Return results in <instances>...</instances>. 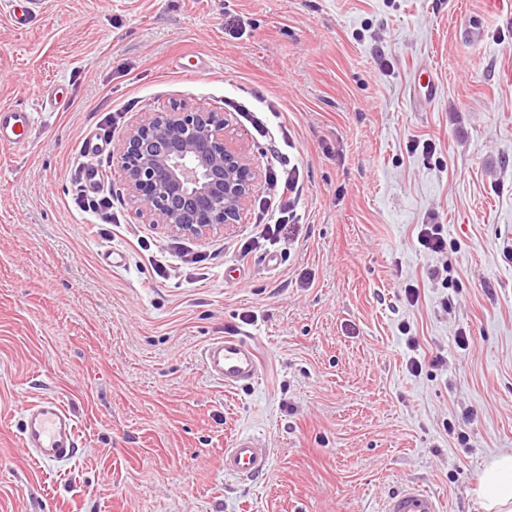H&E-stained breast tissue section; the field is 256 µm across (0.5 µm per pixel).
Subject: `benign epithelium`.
Here are the masks:
<instances>
[{
	"instance_id": "benign-epithelium-1",
	"label": "benign epithelium",
	"mask_w": 512,
	"mask_h": 512,
	"mask_svg": "<svg viewBox=\"0 0 512 512\" xmlns=\"http://www.w3.org/2000/svg\"><path fill=\"white\" fill-rule=\"evenodd\" d=\"M224 112L173 105L125 133L113 162L150 224L205 239L241 222L259 174Z\"/></svg>"
}]
</instances>
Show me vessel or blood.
Returning a JSON list of instances; mask_svg holds the SVG:
<instances>
[{"mask_svg":"<svg viewBox=\"0 0 512 512\" xmlns=\"http://www.w3.org/2000/svg\"><path fill=\"white\" fill-rule=\"evenodd\" d=\"M12 19L26 26L42 12L43 0H14ZM34 123V116L23 108L0 109V144L24 146ZM208 376L234 391L254 382L260 370V358L254 345L237 336L212 339L202 354ZM21 441L30 461L39 468L71 461L79 448L78 424L64 402L57 396L44 395L22 411ZM270 464V450L260 437L250 433L236 436L224 451L225 474L254 477ZM383 512H443L441 500L419 487L408 485L390 496Z\"/></svg>","mask_w":512,"mask_h":512,"instance_id":"obj_1","label":"vessel or blood"}]
</instances>
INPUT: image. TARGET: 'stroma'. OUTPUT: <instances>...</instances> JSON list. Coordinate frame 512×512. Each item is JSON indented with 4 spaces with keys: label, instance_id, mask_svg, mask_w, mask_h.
Segmentation results:
<instances>
[{
    "label": "stroma",
    "instance_id": "obj_1",
    "mask_svg": "<svg viewBox=\"0 0 512 512\" xmlns=\"http://www.w3.org/2000/svg\"><path fill=\"white\" fill-rule=\"evenodd\" d=\"M49 90L64 108L42 109ZM229 101L270 115L263 138L233 118L260 172L277 152L300 169V223L256 250L255 205L186 241L145 222L112 163L147 113ZM1 105L36 124L27 146L0 149V512H381L408 484L444 512H481L486 461L512 451V13L45 0L22 28L0 0ZM88 136L104 144L115 226L67 194ZM419 140L435 153L411 151ZM426 222L446 253L418 244ZM184 246L197 263L176 259ZM112 250L123 265L104 261ZM230 335L262 360L235 392L201 361ZM44 394L80 443L46 471L21 445L22 409ZM242 431L271 450L261 476L224 474Z\"/></svg>",
    "mask_w": 512,
    "mask_h": 512
}]
</instances>
